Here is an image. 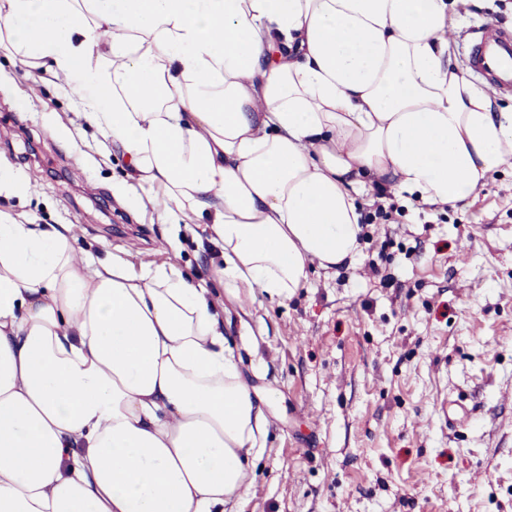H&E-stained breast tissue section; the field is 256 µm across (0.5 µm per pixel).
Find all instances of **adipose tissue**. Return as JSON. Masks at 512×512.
<instances>
[{"mask_svg":"<svg viewBox=\"0 0 512 512\" xmlns=\"http://www.w3.org/2000/svg\"><path fill=\"white\" fill-rule=\"evenodd\" d=\"M455 0H0V43L129 157L112 196L201 230L209 283L0 212V512H225L270 425L227 302L354 263L381 187L467 202L512 112L452 64Z\"/></svg>","mask_w":512,"mask_h":512,"instance_id":"adipose-tissue-1","label":"adipose tissue"}]
</instances>
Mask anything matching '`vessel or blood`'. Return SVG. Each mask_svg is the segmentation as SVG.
<instances>
[{"label":"vessel or blood","mask_w":512,"mask_h":512,"mask_svg":"<svg viewBox=\"0 0 512 512\" xmlns=\"http://www.w3.org/2000/svg\"><path fill=\"white\" fill-rule=\"evenodd\" d=\"M474 33L469 68L495 91L512 94V32L481 25Z\"/></svg>","instance_id":"obj_1"}]
</instances>
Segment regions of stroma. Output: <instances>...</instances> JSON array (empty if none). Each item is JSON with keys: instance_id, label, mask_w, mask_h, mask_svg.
<instances>
[{"instance_id": "stroma-1", "label": "stroma", "mask_w": 512, "mask_h": 512, "mask_svg": "<svg viewBox=\"0 0 512 512\" xmlns=\"http://www.w3.org/2000/svg\"><path fill=\"white\" fill-rule=\"evenodd\" d=\"M512 31V0H466L462 34ZM0 49V157L30 176L0 211L74 224L76 248L134 266L175 259L198 280L213 255L190 231L141 224L112 198L126 165L71 99ZM363 227L355 267L312 268L292 298L229 305L224 337L270 419L253 486L226 512H512V168L465 207L393 199Z\"/></svg>"}]
</instances>
